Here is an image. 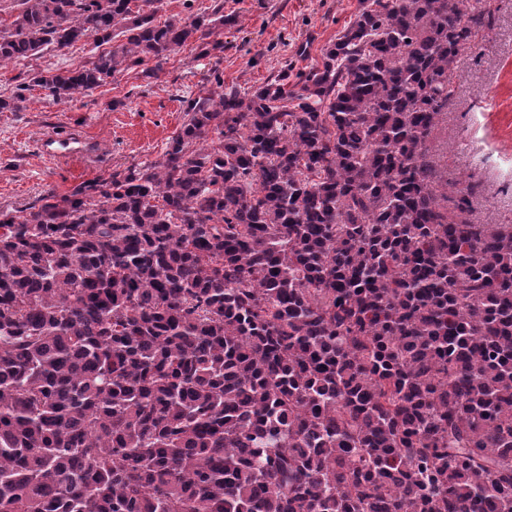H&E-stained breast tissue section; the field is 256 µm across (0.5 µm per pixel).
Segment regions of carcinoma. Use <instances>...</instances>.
Segmentation results:
<instances>
[{
	"label": "carcinoma",
	"instance_id": "cac0c4a2",
	"mask_svg": "<svg viewBox=\"0 0 512 512\" xmlns=\"http://www.w3.org/2000/svg\"><path fill=\"white\" fill-rule=\"evenodd\" d=\"M159 2L11 0L0 66L99 52L0 112L224 49L223 6ZM469 2L360 0L295 83L190 96L161 159L0 209V512H512V224L430 146Z\"/></svg>",
	"mask_w": 512,
	"mask_h": 512
}]
</instances>
